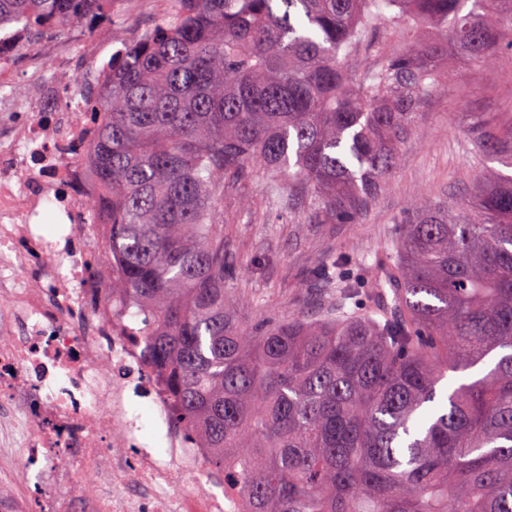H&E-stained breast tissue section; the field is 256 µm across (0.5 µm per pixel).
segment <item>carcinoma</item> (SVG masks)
Returning <instances> with one entry per match:
<instances>
[{
    "mask_svg": "<svg viewBox=\"0 0 512 512\" xmlns=\"http://www.w3.org/2000/svg\"><path fill=\"white\" fill-rule=\"evenodd\" d=\"M110 9L0 0V26ZM382 24L379 64L351 75ZM450 39L478 63L512 54V0H168L85 89L101 113L85 154L170 418L250 512H512V175H488L465 212L415 206L368 288L325 259L310 314L241 327L224 295V188L261 164L318 216L357 222L448 84ZM471 143L512 166V129Z\"/></svg>",
    "mask_w": 512,
    "mask_h": 512,
    "instance_id": "obj_1",
    "label": "carcinoma"
}]
</instances>
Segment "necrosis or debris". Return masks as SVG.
Wrapping results in <instances>:
<instances>
[{"label": "necrosis or debris", "mask_w": 512, "mask_h": 512, "mask_svg": "<svg viewBox=\"0 0 512 512\" xmlns=\"http://www.w3.org/2000/svg\"><path fill=\"white\" fill-rule=\"evenodd\" d=\"M111 25L88 20L72 39L39 42L0 28V479L25 489L0 496V512H248L223 481L197 488L210 451L172 424L169 391L126 320L112 209L83 154L96 124L81 90L106 75ZM77 44L93 68L77 67ZM49 206L52 235L37 222ZM136 405L153 411L165 454Z\"/></svg>", "instance_id": "necrosis-or-debris-1"}]
</instances>
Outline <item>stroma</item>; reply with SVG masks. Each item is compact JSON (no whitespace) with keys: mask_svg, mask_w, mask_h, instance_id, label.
<instances>
[{"mask_svg":"<svg viewBox=\"0 0 512 512\" xmlns=\"http://www.w3.org/2000/svg\"><path fill=\"white\" fill-rule=\"evenodd\" d=\"M441 64L447 90L422 100L416 130L399 144L386 186L358 223L325 222L307 197L285 192L278 206H269L259 169L225 189L224 253L231 264L225 286L239 324L307 311L318 288L312 272L332 253L348 259L343 276L373 282L380 247L398 236L414 201L458 211L475 195L479 177L499 169L497 160L467 153L465 146L474 125L512 127V55L476 64L452 48Z\"/></svg>","mask_w":512,"mask_h":512,"instance_id":"obj_1","label":"stroma"}]
</instances>
